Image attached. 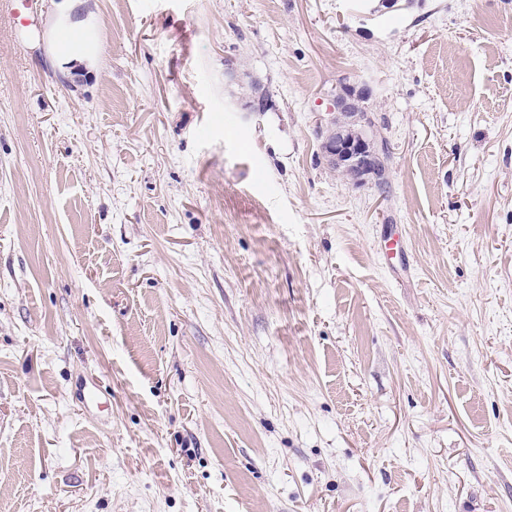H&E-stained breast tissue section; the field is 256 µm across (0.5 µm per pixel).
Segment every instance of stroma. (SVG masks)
Here are the masks:
<instances>
[{"label": "stroma", "mask_w": 512, "mask_h": 512, "mask_svg": "<svg viewBox=\"0 0 512 512\" xmlns=\"http://www.w3.org/2000/svg\"><path fill=\"white\" fill-rule=\"evenodd\" d=\"M41 3L0 17V512H512V0ZM347 86L387 192L325 160Z\"/></svg>", "instance_id": "stroma-1"}]
</instances>
